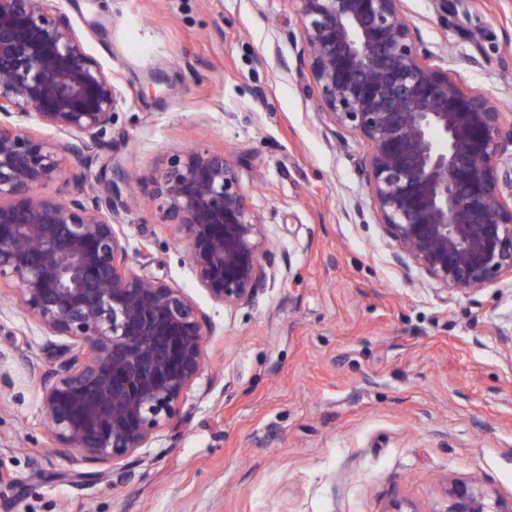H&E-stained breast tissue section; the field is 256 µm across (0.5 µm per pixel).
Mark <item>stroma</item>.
Returning a JSON list of instances; mask_svg holds the SVG:
<instances>
[{
	"instance_id": "35a3bbf8",
	"label": "stroma",
	"mask_w": 512,
	"mask_h": 512,
	"mask_svg": "<svg viewBox=\"0 0 512 512\" xmlns=\"http://www.w3.org/2000/svg\"><path fill=\"white\" fill-rule=\"evenodd\" d=\"M61 5L86 50L139 90L107 149L143 194L122 231L151 241L147 274L189 294L214 332L180 425L124 475L74 477L27 367H49L53 339L0 291V512H435L452 481L512 498V277L450 296L396 264L360 168L368 145L321 115L288 0ZM402 10L435 65L512 113V0ZM194 145L235 156L265 220L281 277L256 305L212 302L145 198Z\"/></svg>"
}]
</instances>
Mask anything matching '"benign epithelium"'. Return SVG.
<instances>
[{
	"instance_id": "benign-epithelium-1",
	"label": "benign epithelium",
	"mask_w": 512,
	"mask_h": 512,
	"mask_svg": "<svg viewBox=\"0 0 512 512\" xmlns=\"http://www.w3.org/2000/svg\"><path fill=\"white\" fill-rule=\"evenodd\" d=\"M290 2L303 30L297 60L323 115L369 145L362 170L394 260L449 293L512 275L499 104L431 63L401 0ZM131 92L86 51L59 0H0V288L47 335L67 339L54 345L43 405L57 452L82 476L90 465L117 470L180 422L209 330L181 289L139 272L153 260L150 242L132 248L121 229L125 177L104 149ZM32 121L65 139L37 134ZM67 159L98 161L110 177L95 187L66 173ZM52 183L60 198L37 193ZM150 198L213 302L253 305L274 283L265 221L233 156L182 151ZM438 512H512V499L455 483Z\"/></svg>"
}]
</instances>
